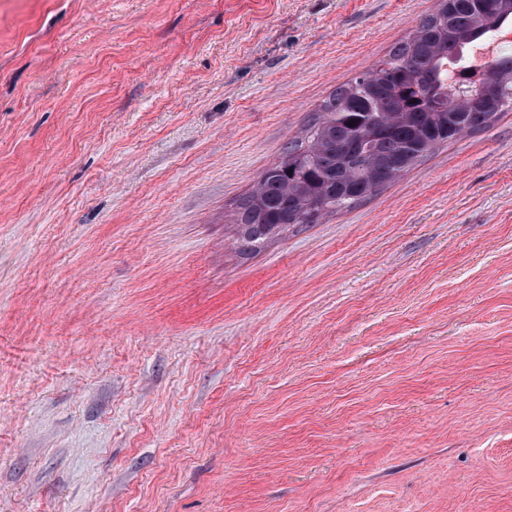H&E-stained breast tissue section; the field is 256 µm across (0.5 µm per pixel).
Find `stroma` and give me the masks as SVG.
<instances>
[{
  "mask_svg": "<svg viewBox=\"0 0 512 512\" xmlns=\"http://www.w3.org/2000/svg\"><path fill=\"white\" fill-rule=\"evenodd\" d=\"M436 7L0 0V512H512V111L224 222Z\"/></svg>",
  "mask_w": 512,
  "mask_h": 512,
  "instance_id": "1",
  "label": "stroma"
}]
</instances>
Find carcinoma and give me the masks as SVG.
<instances>
[{
    "instance_id": "obj_1",
    "label": "carcinoma",
    "mask_w": 512,
    "mask_h": 512,
    "mask_svg": "<svg viewBox=\"0 0 512 512\" xmlns=\"http://www.w3.org/2000/svg\"><path fill=\"white\" fill-rule=\"evenodd\" d=\"M512 27V0H439L389 58L343 83L257 179L231 218L242 255L400 180L421 159L512 111V55L455 73Z\"/></svg>"
}]
</instances>
